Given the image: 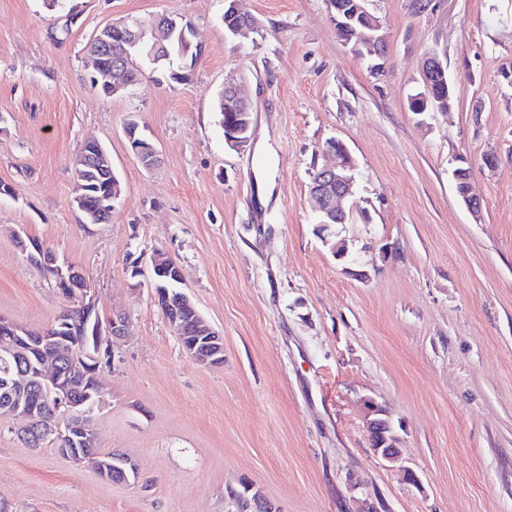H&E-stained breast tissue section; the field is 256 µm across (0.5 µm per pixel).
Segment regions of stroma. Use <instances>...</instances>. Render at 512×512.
Returning a JSON list of instances; mask_svg holds the SVG:
<instances>
[{
    "instance_id": "stroma-1",
    "label": "stroma",
    "mask_w": 512,
    "mask_h": 512,
    "mask_svg": "<svg viewBox=\"0 0 512 512\" xmlns=\"http://www.w3.org/2000/svg\"><path fill=\"white\" fill-rule=\"evenodd\" d=\"M241 7L255 27L234 35L224 0H68L69 22L43 0H0V316L42 332L72 305L23 239L84 274L101 319L125 316L93 424L97 448L140 472L105 481L0 415V512H235L226 490L244 480L276 512H512V0H368L379 56L345 44L327 0ZM164 13L203 46L189 81L94 89L96 31ZM433 49L454 101L419 116L408 100ZM228 82L252 107L240 150L215 109ZM131 118L157 166L131 150ZM331 138L367 217L323 229L309 183ZM89 140L121 183L105 224L73 203ZM463 161L477 217L456 193ZM158 249L223 336V365L191 362L155 304ZM366 396L395 424L397 464L370 447Z\"/></svg>"
}]
</instances>
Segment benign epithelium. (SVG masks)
Segmentation results:
<instances>
[{"label": "benign epithelium", "instance_id": "benign-epithelium-1", "mask_svg": "<svg viewBox=\"0 0 512 512\" xmlns=\"http://www.w3.org/2000/svg\"><path fill=\"white\" fill-rule=\"evenodd\" d=\"M367 0H335L331 3L333 19L337 26L351 29L353 50L361 52L366 48L378 53L383 48L379 35L380 22L366 7ZM224 26L236 34L250 29L253 24L248 15L237 8V0H225ZM145 30L135 20L118 21L104 26L89 42L86 53L92 62V68L99 70L95 82L103 81L109 86V95H123L134 84L128 64H116L102 68V61L110 54L112 37L121 39L128 52L157 64L173 54L185 56L192 41L189 34L193 27L181 23V17L166 14L152 29L151 41H143ZM423 91L411 97V102L423 103V108L446 109L453 97V84L448 78L446 67L437 51L426 54L423 73ZM224 111L234 113L242 125L224 136L225 143L240 149L249 141L251 122L244 116L251 112L249 101L237 87L224 92ZM133 152L146 165H153L158 159V151L147 139L133 145ZM322 153L331 154L340 159L332 166L316 170L311 185L315 202L316 223L324 217L338 223L347 220L345 203L354 196L355 162L346 145L333 139L322 148ZM77 174L92 170L110 171V180L106 183L107 193L101 198L102 204L115 207L120 193L115 174L111 173L112 162L102 145L95 141L85 143L76 161ZM22 251L36 263L52 268L56 272L55 285L62 294L74 303L77 316L59 319L57 328L48 333H32L13 321L0 316V359L15 361L18 370L14 374H5L0 379V392L4 399L0 401V411L33 421L38 404L30 396L29 383L37 382L51 398L49 402L53 414L40 417V434L44 439L55 443L65 442L58 452L79 463L94 465L103 479L112 483H126L131 480L130 472L123 467L112 468L102 463L101 456L90 451L95 445V428L92 415L95 409L105 402V393L100 383L99 372L103 361L111 356L115 339L124 335L126 318L121 314L112 316L104 323L91 303L86 301L87 282L80 271L69 265H60L55 256L35 241L20 240ZM151 272L168 275L177 283H182L179 266L164 252L155 251L150 257ZM165 318L172 328L182 333L189 331L193 341L185 348L186 355L202 365H217L224 361V339L208 322L196 313L191 298L182 293L175 297L165 296L163 300ZM79 374L91 376L93 384L86 391H77L75 378ZM364 426L374 454L388 463L399 460L392 421L385 410L371 398L363 400ZM65 411L75 417L74 423L62 427V421L55 413ZM269 503L259 494H243L237 501V512H268Z\"/></svg>", "mask_w": 512, "mask_h": 512}]
</instances>
